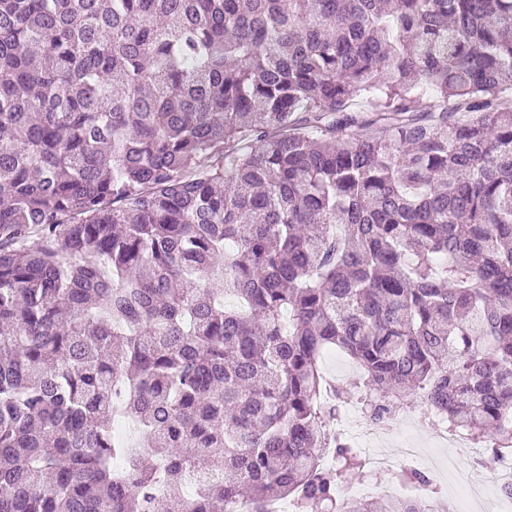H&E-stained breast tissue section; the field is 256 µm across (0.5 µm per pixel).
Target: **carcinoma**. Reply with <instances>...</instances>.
I'll use <instances>...</instances> for the list:
<instances>
[{"label": "carcinoma", "instance_id": "carcinoma-1", "mask_svg": "<svg viewBox=\"0 0 512 512\" xmlns=\"http://www.w3.org/2000/svg\"><path fill=\"white\" fill-rule=\"evenodd\" d=\"M336 347L512 448V0H0V512H340Z\"/></svg>", "mask_w": 512, "mask_h": 512}]
</instances>
